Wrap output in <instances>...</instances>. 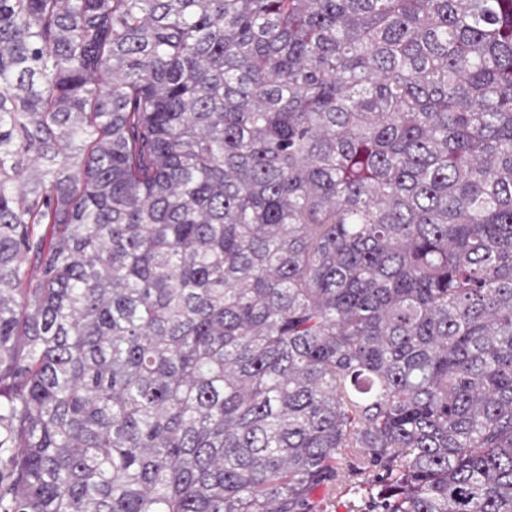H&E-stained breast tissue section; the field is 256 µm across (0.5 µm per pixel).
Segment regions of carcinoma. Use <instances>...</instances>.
I'll use <instances>...</instances> for the list:
<instances>
[{
    "mask_svg": "<svg viewBox=\"0 0 512 512\" xmlns=\"http://www.w3.org/2000/svg\"><path fill=\"white\" fill-rule=\"evenodd\" d=\"M335 493L512 512V0H0V512Z\"/></svg>",
    "mask_w": 512,
    "mask_h": 512,
    "instance_id": "obj_1",
    "label": "carcinoma"
}]
</instances>
